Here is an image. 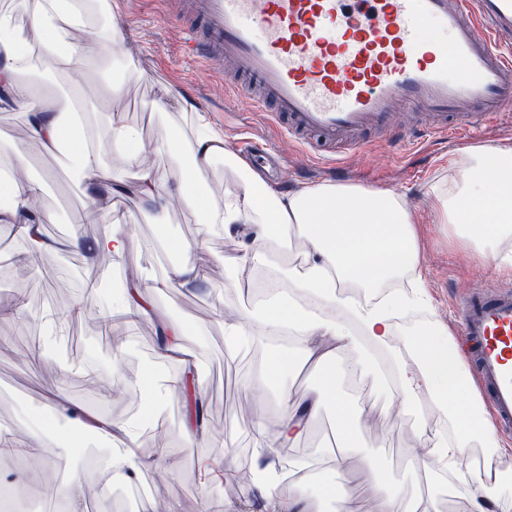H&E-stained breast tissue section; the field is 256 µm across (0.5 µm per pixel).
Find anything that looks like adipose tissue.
<instances>
[{"instance_id": "1", "label": "adipose tissue", "mask_w": 512, "mask_h": 512, "mask_svg": "<svg viewBox=\"0 0 512 512\" xmlns=\"http://www.w3.org/2000/svg\"><path fill=\"white\" fill-rule=\"evenodd\" d=\"M19 5V12L0 13V106L23 115L28 137L44 151H68L70 165L84 183L88 205L111 212L113 196L127 178H134L141 212L148 220L168 215L177 202L201 211L205 230L220 228L224 236L243 243L242 255L225 270L227 286L242 288L265 269L274 283L302 299L298 305L284 301L224 321V354L231 362L254 343L283 334L295 344L293 352L273 353L259 377L242 382L246 389L273 386L278 392L277 424L260 419L251 428L248 468L262 508L266 512H321L322 503L332 502L337 512H356L336 477L357 461L372 492L375 512H442V500L426 486V479L448 475L457 483H468L466 459L472 443L496 448L500 442L481 399L465 395L470 373L458 353L449 348L447 329L428 330L404 345L395 341V314L423 301L422 292L408 294L394 287L405 278L417 284L422 281L413 215L402 197L387 190L336 184L306 185L284 198L233 157L229 163L239 173L237 191L225 194L222 201H210L200 174L225 150L223 139L205 126L197 131L190 151L180 129L165 128L147 144L135 126L111 121L105 122L95 142L71 141L65 120L71 101L34 94L22 80V72L36 63L67 77L100 66L114 54L115 37L111 30L84 18L75 0H19ZM147 151L168 155L180 173L178 180L165 182L153 166L143 164L141 156ZM115 155L136 161L134 175L113 167ZM5 164L10 175L0 181V189L12 198L13 205L0 210V224L13 227L26 261L40 265L64 250L117 260L130 253L133 238L119 229L90 240L77 234L48 239L45 227L53 223L54 215L36 206L42 183L26 177L23 155L8 156ZM435 196L440 223L451 225L456 236L488 263L512 267V251L499 247L501 241L512 238L511 152L475 149ZM293 235L306 243L301 261L270 262V252L287 245ZM174 249L182 259L172 276L153 281V294L174 284L192 289L205 280L195 245L178 243ZM377 288L382 291L380 299L368 298V291ZM87 303L98 307L102 320L121 317L131 326L151 317L156 309L140 283H116L105 276L93 284ZM299 358L317 378L297 403L290 397L288 378ZM377 361L388 368L382 393L395 408L396 418L411 413L419 393L425 391L433 415L452 417L457 426L454 437L448 439L431 418L415 421L423 450L410 457L416 483L407 492L383 478L378 456L355 454V408L339 389L345 375L372 376ZM186 387L183 375L161 378L149 374L137 382L135 390L150 414L157 416L171 390ZM328 409L341 443L335 453L294 461L278 456V448L299 442ZM56 410L59 416L71 417L74 429L84 436L121 440L123 451L102 456L100 470L119 473L131 484L139 481L144 463L138 455L142 432L137 423L85 411L71 415L62 396Z\"/></svg>"}]
</instances>
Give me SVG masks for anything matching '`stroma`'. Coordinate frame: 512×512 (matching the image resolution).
I'll list each match as a JSON object with an SVG mask.
<instances>
[{"mask_svg": "<svg viewBox=\"0 0 512 512\" xmlns=\"http://www.w3.org/2000/svg\"><path fill=\"white\" fill-rule=\"evenodd\" d=\"M110 2L111 12L98 17L99 23L115 29L117 48L109 68L86 69L62 81L39 66L25 75V82L49 97L80 91L85 127H95L110 116L140 128L148 142L173 123L192 130L196 113H203L230 152H237L240 139L248 134L277 149L288 161L287 188L291 191L304 185L335 183L331 171L337 166L346 172L347 184L401 194L414 214L427 304L398 314L397 342H408L422 330L442 326L448 330L450 347L459 348L461 298L474 291L512 287V272L487 264L479 251L464 245L448 225L440 223L433 193L435 186L447 183L465 163L470 148L512 151V114L503 115L495 127L464 142L452 136H427L407 148L393 136L371 134L362 148L339 156L336 165H318L307 171L303 165L309 157L297 141L281 135L266 113L246 108L235 90L206 75L187 54L185 31L167 18L163 0ZM105 79L120 85L109 99L94 92ZM171 88L181 91L192 111H181L175 103L168 111H151V102ZM16 150L28 160V177L44 185L38 206L57 218L46 227L49 236L77 233L90 240L105 231L98 212L87 207L82 188L62 156L44 154L27 137L23 117L0 110V155ZM114 208L121 228L135 242L134 251L119 262L107 255L92 258L85 252L71 251L55 256L47 269L24 266L14 260L20 244L12 228L0 224V299L9 301L18 293L24 296L19 316L0 318V427L22 439L51 436L39 464L38 480L44 487H55L64 474L53 459L68 444L71 428L68 420L50 413L47 398L66 394L73 403L143 422L148 437L139 455L150 467L143 471L139 484H115L106 497L99 492L98 475L86 471L88 458L101 456L102 451L86 449L77 473L84 478L83 501L94 504L95 512H126V502L143 494L163 512H225L230 505L236 512H249L254 502L252 479L244 472L252 451L249 432L259 418L275 424L278 411L271 393L259 397L241 385L246 376L264 366L276 349L275 343H259L237 361L224 360L225 315L259 303L252 293L224 288V265L239 254L241 244L219 233L201 237V213L179 206L170 211L166 223L145 222L139 198L131 191L115 198ZM165 240L197 245V260L207 273L206 281L196 289L172 288L155 297L169 316L189 328L205 329L197 339L195 364L204 386L202 397L213 437L190 449L180 445L181 395H169L166 420L158 424L148 420L147 410L133 390L140 377L171 371L155 355L152 323L144 321L132 327L116 321L111 331L105 332L94 306H86L79 321L68 316L71 303L83 298L98 274L120 278L138 273L149 282L170 273L180 258L161 250ZM22 327L27 329L28 339L19 338ZM343 388L352 393L359 407L354 426L361 449L383 460V476L388 482L409 484L406 451L421 445L410 422L389 424L388 410L375 403L369 385L347 382ZM499 441L500 452L493 456L481 455L476 447L469 450L474 481H481L486 470L503 464L509 467L502 487L485 489V496L490 498L512 496V434L500 435ZM161 448L167 450L168 457L162 465L153 466ZM215 453L221 454L228 469L240 472L236 483L206 485L198 480V462Z\"/></svg>", "mask_w": 512, "mask_h": 512, "instance_id": "obj_1", "label": "stroma"}]
</instances>
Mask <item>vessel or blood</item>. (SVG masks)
<instances>
[{
  "label": "vessel or blood",
  "mask_w": 512,
  "mask_h": 512,
  "mask_svg": "<svg viewBox=\"0 0 512 512\" xmlns=\"http://www.w3.org/2000/svg\"><path fill=\"white\" fill-rule=\"evenodd\" d=\"M190 54L289 136L362 146L393 113L445 136L512 111V0H166ZM444 32L447 42L425 36ZM463 348L512 429V289L461 304Z\"/></svg>",
  "instance_id": "b4317fda"
}]
</instances>
